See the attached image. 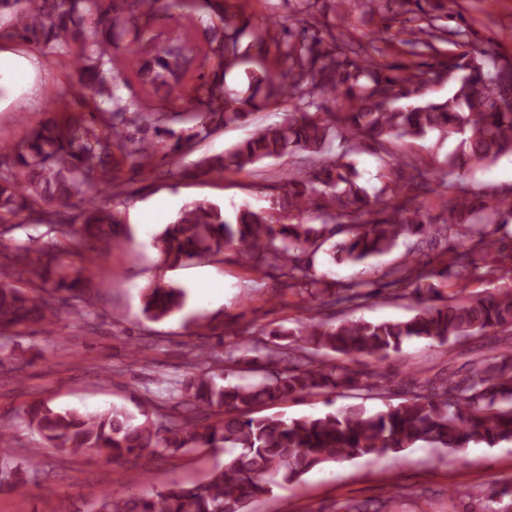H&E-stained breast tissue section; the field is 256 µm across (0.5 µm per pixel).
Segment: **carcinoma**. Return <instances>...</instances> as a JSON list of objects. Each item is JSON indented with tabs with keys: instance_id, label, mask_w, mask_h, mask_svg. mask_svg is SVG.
I'll return each instance as SVG.
<instances>
[{
	"instance_id": "obj_1",
	"label": "carcinoma",
	"mask_w": 512,
	"mask_h": 512,
	"mask_svg": "<svg viewBox=\"0 0 512 512\" xmlns=\"http://www.w3.org/2000/svg\"><path fill=\"white\" fill-rule=\"evenodd\" d=\"M344 12L401 16L397 34L414 56L435 49L446 27L425 17L420 0H336ZM211 17L196 15L192 0H0V39L34 44L71 59L74 78L62 102L66 116L50 119L24 139L0 142V223L24 212L48 224L53 241L29 257L14 237L26 229L10 226L0 241V332L45 327L61 315L80 314L82 270L69 258L86 244L106 251L119 236L116 212L98 204L112 197L114 170L134 173L152 165L157 153L170 159L187 154L193 141L217 129L249 120V107L267 108L283 100L296 105L285 118L258 128L230 152L197 162L179 175L223 177L269 159L295 156L285 195L270 211L245 209L228 217L219 205L194 201L154 240L163 260L181 265L236 250L237 261L270 281L274 290L298 298L310 316L294 331L272 330L273 340L245 341L239 354L225 357L200 344L187 353L197 370L183 390L184 403L218 417L199 424L186 417L178 429L145 421L114 406L97 412L55 410L43 402L27 416L48 445L68 456L95 452L118 462L155 448H231L224 467L213 468L192 484L161 490L116 489L90 504L88 512H254L258 498L292 483L316 467L348 458L399 454L416 446L462 452L512 442V354L493 352L470 363L467 375H448L415 386L413 396L370 413L351 407L311 418L253 417L258 404L286 402L328 391L384 390L383 375L330 365L321 356L336 353L350 361L383 362L409 338L445 345L461 337L512 335V235H499L512 223V190L487 202L468 196L464 176L473 165L512 156V104L496 97L494 86L512 80V60L489 49L450 54L438 67L412 63L383 65L377 46L337 43L330 26L308 33L304 19L295 41H286L288 68L272 72L256 62L248 96L224 86L222 70L240 62L243 37L263 48L269 30L236 23L224 0H205ZM167 23L175 37L158 42L155 25ZM215 62L209 75L202 66ZM119 79L132 93H116ZM453 81L442 101L427 97L432 83ZM159 104L152 98L160 88ZM336 100L323 112V99ZM180 118L190 124L178 134L168 127ZM438 132L458 139L448 172L439 174L416 159L392 156L387 182L369 195L357 182L351 157L368 148L385 149L389 137L424 138ZM448 192L443 212L433 217L404 199L432 179ZM77 202H72L73 198ZM43 203L46 208H34ZM316 211L315 224L300 221ZM340 261L364 264L413 237L444 244L431 253L420 243L402 262L386 270L382 282L329 281L310 273V262L329 240ZM481 281L493 289L445 298V280ZM413 299L416 315L402 321L323 317L336 307L353 310L380 295ZM185 302L181 288L150 285L143 291V313L162 320ZM239 366L241 382H215L211 369ZM0 448V490L20 486V467ZM464 512H500L493 498L477 491Z\"/></svg>"
}]
</instances>
